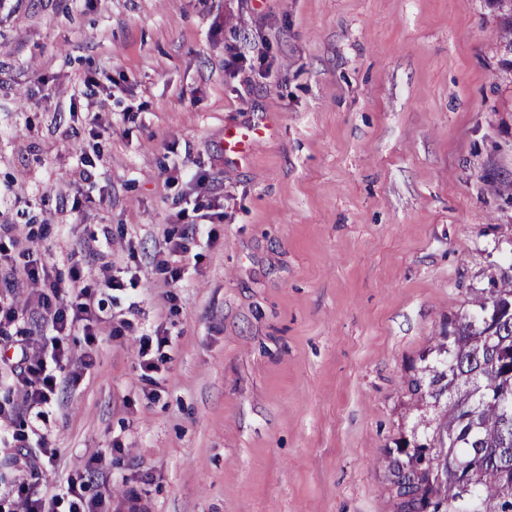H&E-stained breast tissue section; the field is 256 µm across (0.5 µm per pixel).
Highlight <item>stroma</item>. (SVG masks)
I'll list each match as a JSON object with an SVG mask.
<instances>
[{
	"mask_svg": "<svg viewBox=\"0 0 512 512\" xmlns=\"http://www.w3.org/2000/svg\"><path fill=\"white\" fill-rule=\"evenodd\" d=\"M263 37L271 78L225 74V44ZM504 45L488 0H0V220L63 273L108 226L112 269L91 276L138 286L102 292L106 315L172 341L153 386L134 336H100L45 415L44 487L98 455L107 512L129 486L150 512H391L403 381L512 266ZM91 68L124 88L103 110L75 95ZM92 118L101 138L79 137ZM248 127L226 161L225 130ZM198 169L226 217L173 314L153 259ZM77 192L104 203L75 215Z\"/></svg>",
	"mask_w": 512,
	"mask_h": 512,
	"instance_id": "obj_1",
	"label": "stroma"
}]
</instances>
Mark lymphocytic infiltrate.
I'll return each instance as SVG.
<instances>
[{"label":"lymphocytic infiltrate","instance_id":"1","mask_svg":"<svg viewBox=\"0 0 512 512\" xmlns=\"http://www.w3.org/2000/svg\"><path fill=\"white\" fill-rule=\"evenodd\" d=\"M172 221L181 225L182 231L167 238L163 257L156 264L157 272L168 286L183 279V256L198 225L223 223L224 214L199 193L192 207L177 210ZM13 232V225L0 224V289H6L8 294L21 285L31 284L41 287L42 292L38 301L23 306L8 299L7 294L0 296V333L12 331L17 336L11 381L30 412L28 420L18 423L12 409L0 405V422L12 424L13 442L31 450L29 457L19 461L29 475L15 483L11 503L19 512H104L105 498L87 494L89 478L97 470L95 462L87 463L84 476L68 479L50 490L40 487L38 476L56 454L41 423L44 407L55 400L61 370L72 364L80 371H91L96 365L94 347L102 332L107 330L114 336L130 332L129 323L108 324L96 298L98 288L121 291L125 283L110 277L102 285H95L86 271L85 261L74 252L67 257L69 268L64 278L31 252L23 264H16L14 252L21 241ZM73 336L82 337L86 345L77 355L68 345Z\"/></svg>","mask_w":512,"mask_h":512}]
</instances>
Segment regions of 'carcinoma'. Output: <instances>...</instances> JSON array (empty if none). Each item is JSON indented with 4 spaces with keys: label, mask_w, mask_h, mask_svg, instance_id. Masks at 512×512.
<instances>
[{
    "label": "carcinoma",
    "mask_w": 512,
    "mask_h": 512,
    "mask_svg": "<svg viewBox=\"0 0 512 512\" xmlns=\"http://www.w3.org/2000/svg\"><path fill=\"white\" fill-rule=\"evenodd\" d=\"M482 288L470 312L448 318V332L404 380L419 417L410 438L387 451L381 466L393 512H506L512 506V283ZM461 469L474 496L437 482L427 465Z\"/></svg>",
    "instance_id": "carcinoma-1"
}]
</instances>
